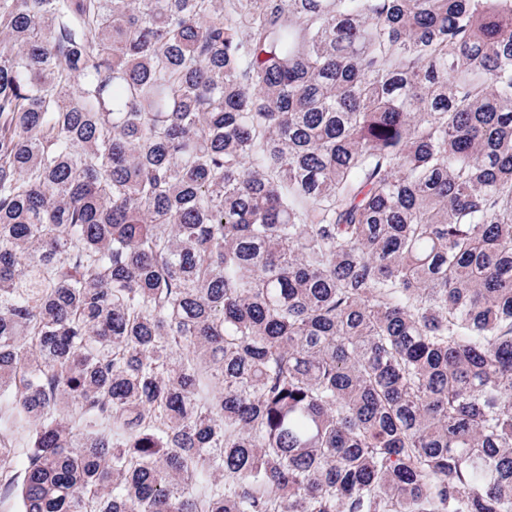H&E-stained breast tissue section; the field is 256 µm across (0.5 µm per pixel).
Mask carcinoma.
<instances>
[{
    "mask_svg": "<svg viewBox=\"0 0 512 512\" xmlns=\"http://www.w3.org/2000/svg\"><path fill=\"white\" fill-rule=\"evenodd\" d=\"M5 395L19 512H512V0H0Z\"/></svg>",
    "mask_w": 512,
    "mask_h": 512,
    "instance_id": "carcinoma-1",
    "label": "carcinoma"
}]
</instances>
